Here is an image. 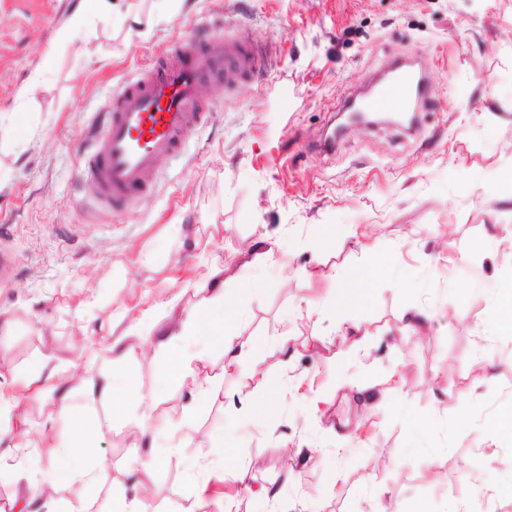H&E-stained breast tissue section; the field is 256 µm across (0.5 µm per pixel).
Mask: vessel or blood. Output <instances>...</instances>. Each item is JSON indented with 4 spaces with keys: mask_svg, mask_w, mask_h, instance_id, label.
Here are the masks:
<instances>
[{
    "mask_svg": "<svg viewBox=\"0 0 512 512\" xmlns=\"http://www.w3.org/2000/svg\"><path fill=\"white\" fill-rule=\"evenodd\" d=\"M257 49L237 37L213 33L182 38L114 92L92 140L82 146V172L109 204H126L148 189L154 170L178 151L185 133L205 120L197 94L203 80L222 74L255 78ZM426 95V79L396 68L365 99L368 112H403Z\"/></svg>",
    "mask_w": 512,
    "mask_h": 512,
    "instance_id": "b4317fda",
    "label": "vessel or blood"
}]
</instances>
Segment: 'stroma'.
<instances>
[{"label": "stroma", "instance_id": "35a3bbf8", "mask_svg": "<svg viewBox=\"0 0 512 512\" xmlns=\"http://www.w3.org/2000/svg\"><path fill=\"white\" fill-rule=\"evenodd\" d=\"M79 3L0 0V252L12 265L0 391L53 355L95 428L86 463L106 471L40 512L80 500L120 512L136 497L147 512H452L475 498L512 512V437L494 427L512 413V329L497 308L512 250L496 243L512 227V0H112L61 41ZM221 27L268 50L271 67L205 83L215 110L151 192L123 212L100 206L80 176V138L165 47ZM407 57L426 65L417 125L354 128L320 151L356 87ZM260 242L274 257L255 267L248 247ZM231 255L224 288L246 313L232 333L249 355L224 374L221 346L203 349L192 367L220 393L202 399L163 376L165 304L192 310L208 282L171 278ZM373 258L397 259L394 276L371 272ZM340 270L366 281L364 304L334 306ZM147 310V353L122 354L115 341ZM355 326L353 346L343 334ZM103 346L116 392L153 398L150 433L132 402L90 398L80 383L88 350ZM57 402L25 400L0 435V506L69 441ZM139 460L154 464L152 494ZM269 487L277 499L258 506Z\"/></svg>", "mask_w": 512, "mask_h": 512}]
</instances>
